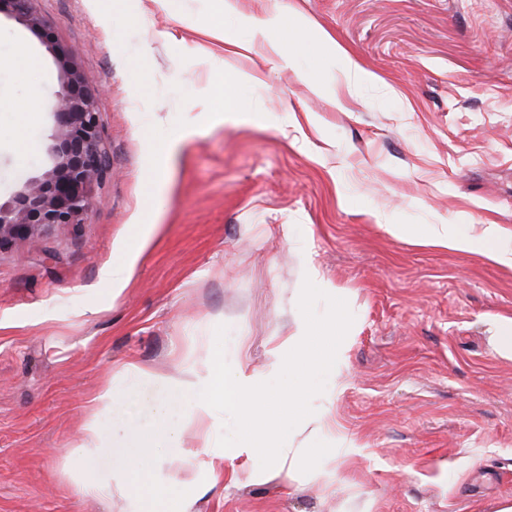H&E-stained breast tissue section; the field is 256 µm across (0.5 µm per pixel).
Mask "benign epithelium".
Here are the masks:
<instances>
[{
    "label": "benign epithelium",
    "instance_id": "1",
    "mask_svg": "<svg viewBox=\"0 0 512 512\" xmlns=\"http://www.w3.org/2000/svg\"><path fill=\"white\" fill-rule=\"evenodd\" d=\"M0 8L36 29H46L37 0H0ZM48 49L58 61L61 86L46 104L54 125L47 144L50 165L0 204V246L26 231L54 224H79L89 208L92 191L109 171L102 141L97 97L71 56L56 42Z\"/></svg>",
    "mask_w": 512,
    "mask_h": 512
}]
</instances>
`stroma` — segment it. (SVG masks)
<instances>
[{
  "mask_svg": "<svg viewBox=\"0 0 512 512\" xmlns=\"http://www.w3.org/2000/svg\"><path fill=\"white\" fill-rule=\"evenodd\" d=\"M39 0L101 87L111 169L79 224L0 248V512H134L81 491L133 459L112 428H168L135 485L163 512H497L512 502V265L397 238L493 224L512 243V0ZM306 19L295 67L270 45ZM329 34L373 79L348 85ZM29 50L40 67L21 69ZM232 80L240 111L214 88ZM61 74L0 14V201L47 166ZM131 260L128 281L104 272ZM336 331L335 376L263 423L249 456L210 402L199 431L167 378L214 367L274 399L304 324ZM114 404L101 410L99 398ZM331 426L317 429L319 416ZM90 449L88 463L70 451Z\"/></svg>",
  "mask_w": 512,
  "mask_h": 512,
  "instance_id": "35a3bbf8",
  "label": "stroma"
}]
</instances>
